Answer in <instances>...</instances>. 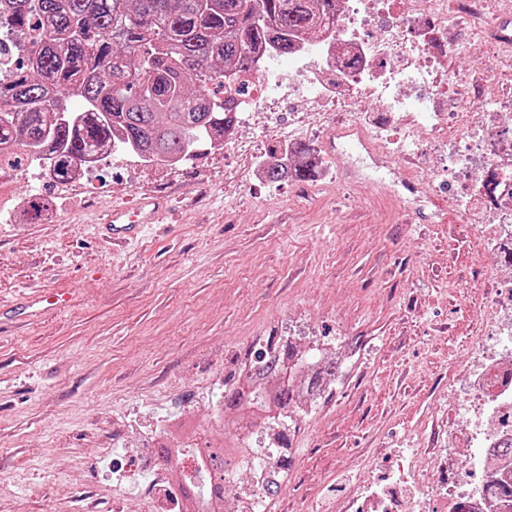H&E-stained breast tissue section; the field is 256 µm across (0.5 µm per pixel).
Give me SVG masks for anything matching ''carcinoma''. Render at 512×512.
Instances as JSON below:
<instances>
[{
  "mask_svg": "<svg viewBox=\"0 0 512 512\" xmlns=\"http://www.w3.org/2000/svg\"><path fill=\"white\" fill-rule=\"evenodd\" d=\"M33 27L30 63L0 77V157L50 154L57 181L115 141L152 162L191 161L232 128L259 48L280 55L336 27V0H0V29ZM78 100L72 112L65 102ZM224 378V407L249 408L289 448L306 393L321 397L340 358L299 353L285 338ZM224 501V450L196 449Z\"/></svg>",
  "mask_w": 512,
  "mask_h": 512,
  "instance_id": "carcinoma-1",
  "label": "carcinoma"
}]
</instances>
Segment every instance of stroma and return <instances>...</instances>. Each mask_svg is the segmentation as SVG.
I'll list each match as a JSON object with an SVG mask.
<instances>
[{"instance_id": "obj_1", "label": "stroma", "mask_w": 512, "mask_h": 512, "mask_svg": "<svg viewBox=\"0 0 512 512\" xmlns=\"http://www.w3.org/2000/svg\"><path fill=\"white\" fill-rule=\"evenodd\" d=\"M478 43L479 54L455 53ZM448 103H479L476 58L512 95V54L493 32L452 26ZM410 179L437 187L416 202L394 170L335 147L306 179L269 181L258 155L279 138L249 125L173 166L103 164L102 187L59 191L33 165L0 164V306L70 291L61 307L0 325V512H168L170 489L143 506L159 446L225 448L224 377L269 337L346 360L322 398L301 407L288 475L267 512H341L366 480L393 489L418 461L425 485L456 480L472 361L498 338L496 304L512 274L475 218L448 198L452 176L431 139ZM165 195L139 241L98 232L112 207Z\"/></svg>"}]
</instances>
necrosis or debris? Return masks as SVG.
Wrapping results in <instances>:
<instances>
[{"mask_svg": "<svg viewBox=\"0 0 512 512\" xmlns=\"http://www.w3.org/2000/svg\"><path fill=\"white\" fill-rule=\"evenodd\" d=\"M406 12L394 13L389 0H342L335 29L316 41H300L288 61L269 59L251 78L249 113H272L288 101L300 103L302 111L412 113L413 126L440 130L448 112V85L441 75V57L431 49L432 37H445L460 16L468 15V0H408ZM511 102L499 95L485 98L475 111L458 113L462 136L436 142L434 149L447 170L458 175L448 191L462 210L486 213L485 232L495 249L512 246V128L495 124ZM495 179L492 194H485L488 179ZM505 338L506 354L488 350L478 359L468 384L477 403L465 422L473 444L464 464L468 469L488 471L475 492L466 485L449 489H418L406 503L385 498L369 485H362L347 500L342 512H427L437 502L436 512H454L466 503L471 512H512V502L501 497L495 482L512 478V463L498 460L493 448L497 432L486 425L487 415L512 407V329ZM253 455L242 472L232 473L224 483L235 499L249 495L256 503L252 512H263L257 500L266 472L277 465V451L270 435L250 433Z\"/></svg>", "mask_w": 512, "mask_h": 512, "instance_id": "4bbe7bcc", "label": "necrosis or debris"}]
</instances>
